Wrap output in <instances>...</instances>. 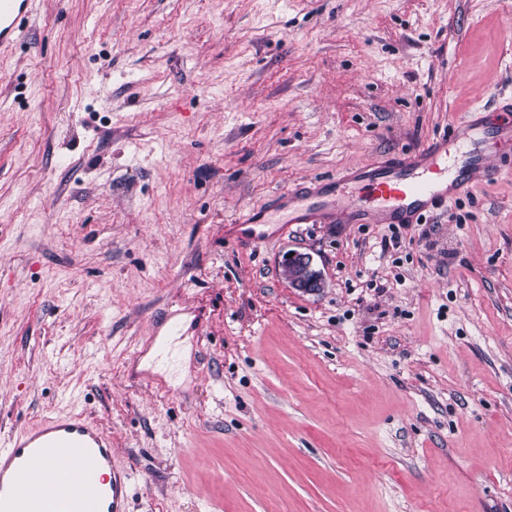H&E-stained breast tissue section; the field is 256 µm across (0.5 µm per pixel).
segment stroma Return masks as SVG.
I'll list each match as a JSON object with an SVG mask.
<instances>
[{
  "label": "stroma",
  "mask_w": 512,
  "mask_h": 512,
  "mask_svg": "<svg viewBox=\"0 0 512 512\" xmlns=\"http://www.w3.org/2000/svg\"><path fill=\"white\" fill-rule=\"evenodd\" d=\"M501 93L512 0H34L0 51V444L84 413L129 512H512V177L421 224H228ZM283 265L296 267L301 271L298 276L288 279L291 288L314 295L325 287L323 275L315 268L313 258L309 253L290 251L285 255ZM181 324L178 320L170 322L167 334L162 341H159L154 349V358L156 363L166 364L172 361L174 355V343L181 339Z\"/></svg>",
  "instance_id": "1"
}]
</instances>
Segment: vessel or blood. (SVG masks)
Instances as JSON below:
<instances>
[{"instance_id":"1","label":"vessel or blood","mask_w":512,"mask_h":512,"mask_svg":"<svg viewBox=\"0 0 512 512\" xmlns=\"http://www.w3.org/2000/svg\"><path fill=\"white\" fill-rule=\"evenodd\" d=\"M31 0H0V49L19 41ZM512 151V96L494 120L481 110L463 113L423 148L377 157L368 166L290 186L272 207L248 208L231 221L236 238L254 242L258 225L287 234L296 224H418L453 205L477 181L512 175L492 162L491 150ZM182 337L179 321L154 349L157 363L172 361ZM69 480H62V473ZM130 470L114 463L112 438L83 413L48 416L0 446V512H128Z\"/></svg>"}]
</instances>
